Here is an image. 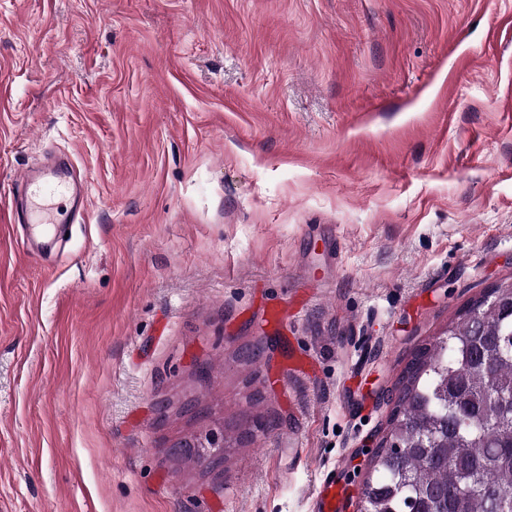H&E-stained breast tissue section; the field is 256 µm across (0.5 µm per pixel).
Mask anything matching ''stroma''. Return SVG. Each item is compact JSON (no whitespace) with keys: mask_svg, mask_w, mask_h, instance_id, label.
I'll list each match as a JSON object with an SVG mask.
<instances>
[{"mask_svg":"<svg viewBox=\"0 0 512 512\" xmlns=\"http://www.w3.org/2000/svg\"><path fill=\"white\" fill-rule=\"evenodd\" d=\"M52 155L87 203L43 250ZM510 279L512 0H0V512H320L326 472L355 512L402 371ZM17 186L31 198L39 197L46 201L62 199L71 188L68 175L64 172H55L50 176L37 178L31 170L25 171L19 177Z\"/></svg>","mask_w":512,"mask_h":512,"instance_id":"35a3bbf8","label":"stroma"}]
</instances>
